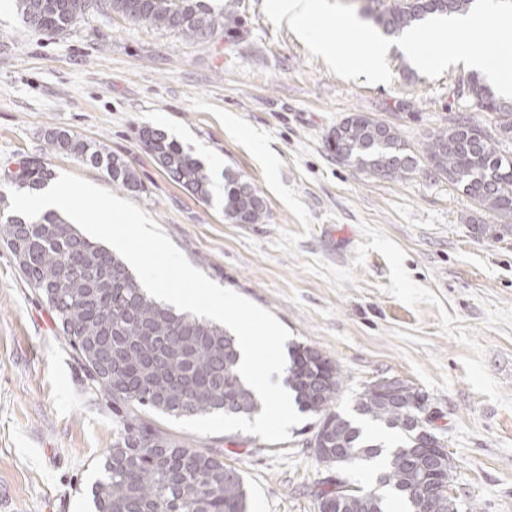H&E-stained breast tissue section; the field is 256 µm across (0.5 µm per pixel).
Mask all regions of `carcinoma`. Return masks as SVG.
Instances as JSON below:
<instances>
[{"label": "carcinoma", "mask_w": 512, "mask_h": 512, "mask_svg": "<svg viewBox=\"0 0 512 512\" xmlns=\"http://www.w3.org/2000/svg\"><path fill=\"white\" fill-rule=\"evenodd\" d=\"M375 22L388 34L400 33L431 14L465 12L473 0H369ZM23 22L47 34L68 30L91 11L112 12L135 23L178 31L204 40L227 25L200 0H17ZM468 95L492 110L494 94L479 76L468 81ZM473 127L459 116L411 150L397 129L364 112L346 116L327 137L336 160L374 175L405 179L422 168L448 181L475 205L512 218V112L500 113L493 134L469 135ZM138 140L174 181L207 200L209 177L199 160L157 128L142 127ZM48 147L105 168L112 182L129 191L143 188L122 157L66 130H50ZM18 187L41 189L52 172L42 158L23 157L11 174ZM224 217L235 224H260L267 216L261 191L236 177H224ZM0 243L19 272L54 314L62 336L77 354L93 385L112 399L116 433L91 486L95 512H248L241 472L219 452L193 448L157 430L139 414L172 418L218 411L249 417L261 403L238 372L237 339L224 328L178 312L157 301L125 263L91 241L56 213L13 217L0 224ZM285 386L302 413L327 429L328 450L317 457L326 466L346 468L383 458L378 487L396 497L405 512H448L452 466L432 470L420 448L422 427L408 424L422 415L425 398L407 388L404 405L393 407L366 387L356 398L355 415L334 410L343 373L333 360L306 344L288 347ZM387 430L378 439L366 429ZM326 488L318 512H389L377 490Z\"/></svg>", "instance_id": "1"}]
</instances>
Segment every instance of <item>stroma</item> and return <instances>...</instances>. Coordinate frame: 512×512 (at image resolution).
Wrapping results in <instances>:
<instances>
[{"label": "stroma", "mask_w": 512, "mask_h": 512, "mask_svg": "<svg viewBox=\"0 0 512 512\" xmlns=\"http://www.w3.org/2000/svg\"><path fill=\"white\" fill-rule=\"evenodd\" d=\"M204 2L234 22L199 42L113 13L49 36L22 23L15 0H0V224L19 214L20 200L38 198L7 177L21 155L133 202L194 267L340 366V411L352 413L380 378L420 392L452 459L459 512H512V226L447 181L377 177L326 147L353 112L396 127L416 149L460 115L493 130L496 113L460 95L471 75L462 65L432 80L395 49L391 83L346 81L288 24L274 26L264 0ZM145 126L203 164L209 200L142 148L136 132ZM53 129L120 155L143 191L50 150ZM228 174L262 191L263 223L225 219ZM148 419L223 453L244 476L249 512H318V492L336 478L310 446V416L274 443ZM115 421L0 246V512H94L89 490Z\"/></svg>", "instance_id": "obj_1"}]
</instances>
